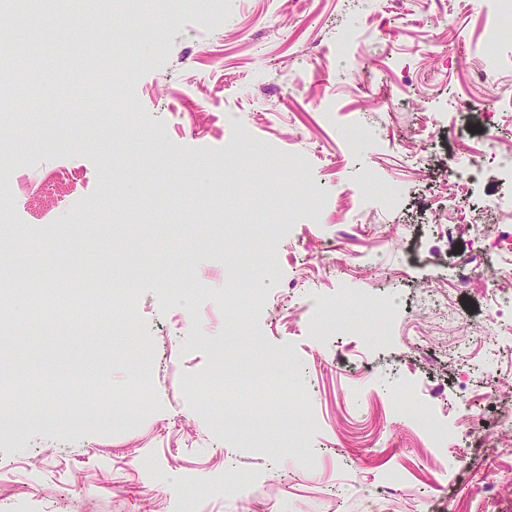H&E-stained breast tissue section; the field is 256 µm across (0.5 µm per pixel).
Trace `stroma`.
<instances>
[{
  "label": "stroma",
  "instance_id": "stroma-1",
  "mask_svg": "<svg viewBox=\"0 0 512 512\" xmlns=\"http://www.w3.org/2000/svg\"><path fill=\"white\" fill-rule=\"evenodd\" d=\"M71 0L66 16L42 13L52 44L26 30L19 9L0 10V268L58 274L108 289L132 283L136 319L52 321L0 339V384L23 377L90 373L100 383L97 428L37 422L19 437L0 432V479L13 499L57 512L71 486L80 512H181L205 495L209 512H371L356 476L406 484L384 512H512V454L454 440L444 461L466 455L451 484L437 482L427 448L390 413L395 387L412 384L424 405L456 422L471 404L475 434L492 439L494 381L512 402V377L476 354L444 372L413 359L408 339L377 347L375 315L362 304L394 283L406 319L428 322L417 296L431 273L448 278L477 240L463 227L437 247L423 209L443 165L466 142L483 148L500 128L498 97L512 79V24L503 28L495 78L481 81L489 0H215L135 21L163 48L139 60L122 21H102ZM366 33L349 55L333 48L346 30ZM398 54L388 58L386 46ZM37 72L35 88L19 73ZM359 117L362 151H346L335 123ZM427 128L429 137L408 138ZM418 154L422 167L410 166ZM406 188L399 211L352 216L341 197H375L377 175ZM278 240L267 276L252 279L266 307L224 332L225 293L239 286L256 214ZM373 250L352 272L348 252ZM331 285L300 284L303 266L328 258ZM319 311L321 333L284 331ZM356 323L362 333L339 331ZM287 372L303 398L247 384L255 364ZM226 388L228 410L303 411V439L239 433L204 399ZM252 484L243 501L229 474ZM499 482L498 493L487 481Z\"/></svg>",
  "mask_w": 512,
  "mask_h": 512
}]
</instances>
